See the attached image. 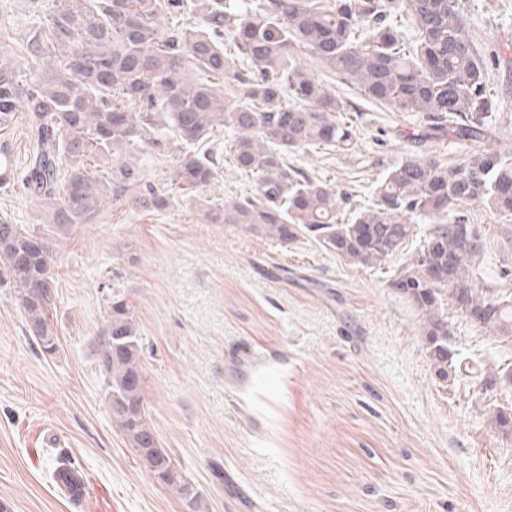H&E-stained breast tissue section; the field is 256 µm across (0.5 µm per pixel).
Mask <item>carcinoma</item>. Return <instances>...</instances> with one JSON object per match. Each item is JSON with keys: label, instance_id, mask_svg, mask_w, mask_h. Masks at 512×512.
Instances as JSON below:
<instances>
[{"label": "carcinoma", "instance_id": "obj_1", "mask_svg": "<svg viewBox=\"0 0 512 512\" xmlns=\"http://www.w3.org/2000/svg\"><path fill=\"white\" fill-rule=\"evenodd\" d=\"M172 19L162 30L155 18ZM303 47L365 98L391 112L420 113L421 137L450 138L460 160L441 148L405 157L379 179L374 200L342 219L336 189L288 161L307 148L348 150L352 103L313 73L288 62ZM28 64L0 42V131L24 120L29 156L17 170L0 144V188L20 184L52 224H86L141 183L122 159L145 149L175 159L161 188L146 185L132 205L167 209L199 195L220 168L217 130L237 133L233 167L255 180L252 195L205 203L211 224H246L255 233L317 244L362 267L387 263L428 224L418 251L389 281L421 314L431 365L442 380L457 368L449 300L460 316L512 338V297L476 281L483 236L462 202L512 216V151H489V87L498 63L480 54L458 0H63L27 41ZM236 90H224V80ZM311 107L306 108L304 104ZM49 243L28 224L0 218V288H11L40 350L57 349L52 332L54 277ZM99 362L112 422L156 480L186 482L148 420L139 325L125 293L108 287ZM512 385V365L488 372L485 388ZM512 434V408L493 414Z\"/></svg>", "mask_w": 512, "mask_h": 512}]
</instances>
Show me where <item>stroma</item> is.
<instances>
[{"instance_id":"stroma-1","label":"stroma","mask_w":512,"mask_h":512,"mask_svg":"<svg viewBox=\"0 0 512 512\" xmlns=\"http://www.w3.org/2000/svg\"><path fill=\"white\" fill-rule=\"evenodd\" d=\"M57 7L0 0V37L21 52ZM460 7L477 48L501 56L487 146L512 149V0ZM293 57L358 107L353 149L294 158L352 212L389 167L422 152L413 140L422 116L362 100L307 50ZM460 209L487 242L481 277L511 294L512 216ZM202 213L192 198L150 213L116 205L64 230L21 189L0 191V216L41 225L50 246L58 343L42 353L0 288V503L10 512H512V435L491 423L512 406V387L482 384L512 364V341L443 305L462 355L441 380L420 314L389 286L392 264L363 268L313 239L284 244ZM111 283L139 324L150 423L198 491V510L157 483L112 422L98 364ZM60 455L86 475L80 505L54 482Z\"/></svg>"}]
</instances>
